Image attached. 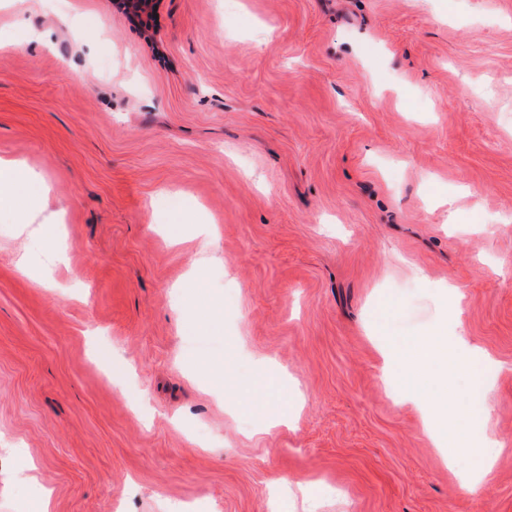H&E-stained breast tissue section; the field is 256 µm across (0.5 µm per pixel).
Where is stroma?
<instances>
[{
    "label": "stroma",
    "instance_id": "stroma-1",
    "mask_svg": "<svg viewBox=\"0 0 512 512\" xmlns=\"http://www.w3.org/2000/svg\"><path fill=\"white\" fill-rule=\"evenodd\" d=\"M156 14L0 0V157L58 227L0 223V512H512V0ZM443 321L487 470L383 367ZM288 390L285 392H270L267 386L255 390V405L271 416L269 427H277L288 423ZM486 443L484 438L475 437L471 433L450 438L448 440V458L456 459L463 455L472 456L488 466L492 457L484 453Z\"/></svg>",
    "mask_w": 512,
    "mask_h": 512
}]
</instances>
